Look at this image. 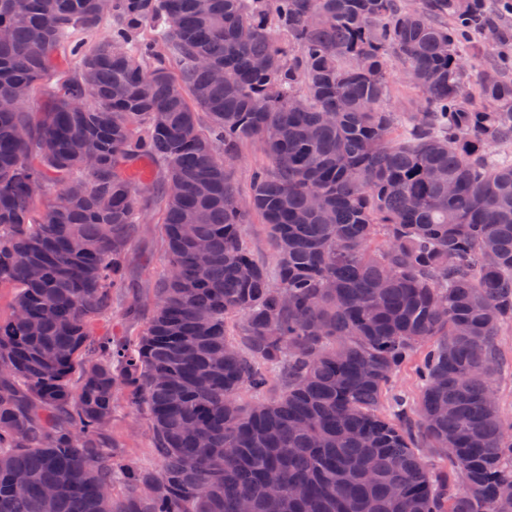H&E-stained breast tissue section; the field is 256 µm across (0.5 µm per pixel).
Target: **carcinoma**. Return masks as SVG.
I'll list each match as a JSON object with an SVG mask.
<instances>
[{
	"label": "carcinoma",
	"instance_id": "obj_1",
	"mask_svg": "<svg viewBox=\"0 0 512 512\" xmlns=\"http://www.w3.org/2000/svg\"><path fill=\"white\" fill-rule=\"evenodd\" d=\"M498 8L0 0V512H512L496 392L512 79L486 69L482 104L467 92L475 36L508 40ZM107 16L112 34L73 47L76 77L29 112L55 48ZM394 56L414 112L389 104ZM252 141L269 165L244 192L224 160ZM143 160L165 164L169 272L134 344L95 342ZM255 215L271 267L244 244ZM421 349L417 405L385 415ZM120 392L147 416L154 466L112 439Z\"/></svg>",
	"mask_w": 512,
	"mask_h": 512
}]
</instances>
